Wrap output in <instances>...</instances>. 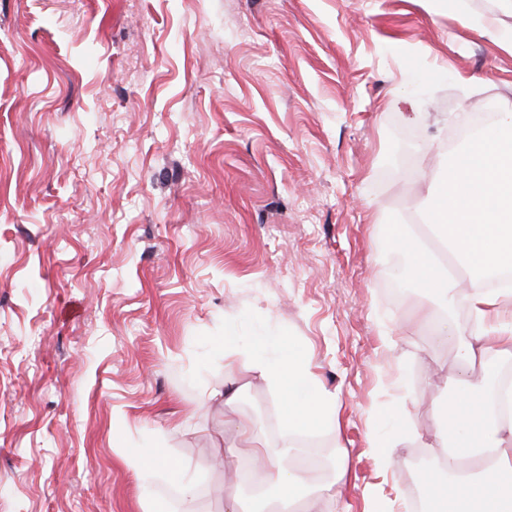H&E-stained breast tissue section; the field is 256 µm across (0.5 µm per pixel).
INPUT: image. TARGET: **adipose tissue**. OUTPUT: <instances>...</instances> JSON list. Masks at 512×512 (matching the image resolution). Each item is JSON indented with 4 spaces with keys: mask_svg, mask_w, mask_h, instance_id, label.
<instances>
[{
    "mask_svg": "<svg viewBox=\"0 0 512 512\" xmlns=\"http://www.w3.org/2000/svg\"><path fill=\"white\" fill-rule=\"evenodd\" d=\"M427 243L405 231L392 236L407 252L408 271L431 296L418 318L433 324L437 341H454L465 367L449 393L435 401L434 466L426 470L421 491L428 512H512V375L490 382L474 373L478 359L512 363V289L482 287L479 272L512 269V108L501 112L490 132L469 138L445 179L432 181L420 210ZM466 292L475 330L463 334L448 307ZM224 364L242 371L261 369L281 399L280 418L289 437L338 433L336 396L320 388L302 349L288 343L277 360L255 362L242 355L233 337L224 339ZM394 415L402 424L391 441L373 440L372 452L382 472L404 461L408 437H421L405 400ZM254 462L262 494L243 499L238 487L224 491L225 512H313L319 502L336 506L340 494L332 481L313 479L295 446L271 453L260 446ZM142 479L157 474L192 498L195 486L186 469L168 462L163 449L139 458Z\"/></svg>",
    "mask_w": 512,
    "mask_h": 512,
    "instance_id": "1",
    "label": "adipose tissue"
}]
</instances>
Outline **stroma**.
I'll return each instance as SVG.
<instances>
[{"instance_id":"obj_1","label":"stroma","mask_w":512,"mask_h":512,"mask_svg":"<svg viewBox=\"0 0 512 512\" xmlns=\"http://www.w3.org/2000/svg\"><path fill=\"white\" fill-rule=\"evenodd\" d=\"M494 0H0V512H224L277 395L244 353L299 343L340 432L295 438L343 467L350 512L386 484L369 447L397 398L432 423L463 366L390 267L417 167L445 177L475 112L512 104ZM428 153H420V146ZM195 474L185 502L134 454ZM498 9L479 20L482 35L492 44L512 50V26L501 23L500 14H512L511 0H498Z\"/></svg>"}]
</instances>
